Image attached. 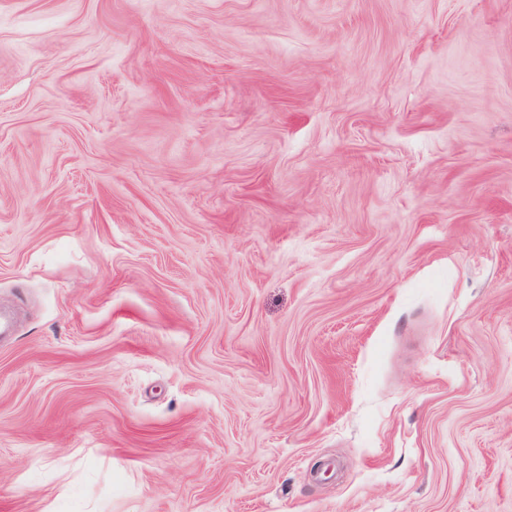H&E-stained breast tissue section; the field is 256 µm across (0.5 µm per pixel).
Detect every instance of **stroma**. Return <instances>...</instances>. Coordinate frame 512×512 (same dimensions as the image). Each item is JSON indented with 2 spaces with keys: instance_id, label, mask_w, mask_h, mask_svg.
Listing matches in <instances>:
<instances>
[{
  "instance_id": "stroma-1",
  "label": "stroma",
  "mask_w": 512,
  "mask_h": 512,
  "mask_svg": "<svg viewBox=\"0 0 512 512\" xmlns=\"http://www.w3.org/2000/svg\"><path fill=\"white\" fill-rule=\"evenodd\" d=\"M0 512H512V0H0Z\"/></svg>"
}]
</instances>
